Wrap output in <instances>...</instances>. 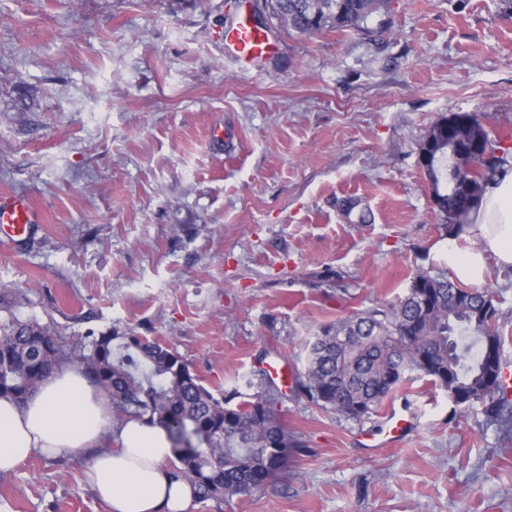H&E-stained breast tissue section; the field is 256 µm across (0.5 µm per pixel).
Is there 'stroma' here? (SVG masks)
<instances>
[{
  "instance_id": "1",
  "label": "stroma",
  "mask_w": 512,
  "mask_h": 512,
  "mask_svg": "<svg viewBox=\"0 0 512 512\" xmlns=\"http://www.w3.org/2000/svg\"><path fill=\"white\" fill-rule=\"evenodd\" d=\"M235 0H0V193L39 221L0 240V294L67 342L165 341L211 390L285 361L306 447L267 488L191 512H512V441L423 379L353 419L295 395L316 330L448 271L418 162L451 112L512 132V0H391L369 34L276 30L251 69ZM512 364V270L488 264ZM411 422L369 446L390 413ZM81 464L33 456L0 512H108Z\"/></svg>"
}]
</instances>
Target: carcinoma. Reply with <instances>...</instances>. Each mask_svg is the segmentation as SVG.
<instances>
[{"label":"carcinoma","instance_id":"cac0c4a2","mask_svg":"<svg viewBox=\"0 0 512 512\" xmlns=\"http://www.w3.org/2000/svg\"><path fill=\"white\" fill-rule=\"evenodd\" d=\"M389 0H265L270 19L290 34H313L308 9L328 8L320 30L366 34L368 21L388 9ZM471 132L483 151L457 175L472 181L481 197L494 176L512 162L508 135L491 134L480 121ZM434 189L441 195L443 228L458 239L472 208L451 190L449 143L435 149ZM23 291L0 298V394L25 400L63 362H73L89 381L112 398L116 419H145L164 426L175 451L173 475L194 487L199 503L247 496L272 484L290 459L305 452L288 433L276 405L282 393L268 373L252 394L214 393L192 373L175 349L134 331L90 330L65 348L54 328L22 319L16 308ZM497 309L487 288H467L445 275L416 272L395 303L353 314L320 328L308 345L299 389L311 401L339 414L363 404L372 413L412 374L448 392L457 406L486 404V413L512 424L501 367L482 358L485 341L502 347Z\"/></svg>","mask_w":512,"mask_h":512}]
</instances>
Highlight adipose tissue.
Instances as JSON below:
<instances>
[{
    "label": "adipose tissue",
    "instance_id": "adipose-tissue-1",
    "mask_svg": "<svg viewBox=\"0 0 512 512\" xmlns=\"http://www.w3.org/2000/svg\"><path fill=\"white\" fill-rule=\"evenodd\" d=\"M463 238L465 247H448L458 278L483 283L491 259L512 268V166L489 183ZM35 454L84 461L81 479L109 512H191L195 504L193 487L172 475L167 430L116 424L109 396L70 365L57 366L26 400L0 396V475Z\"/></svg>",
    "mask_w": 512,
    "mask_h": 512
}]
</instances>
